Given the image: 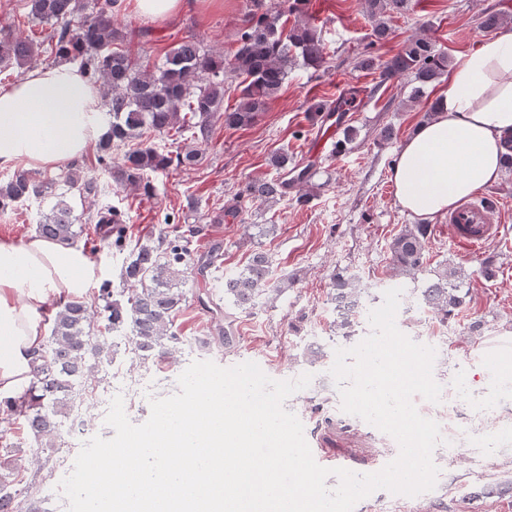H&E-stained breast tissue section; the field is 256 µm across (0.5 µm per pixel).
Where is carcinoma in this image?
<instances>
[{
	"label": "carcinoma",
	"instance_id": "obj_1",
	"mask_svg": "<svg viewBox=\"0 0 512 512\" xmlns=\"http://www.w3.org/2000/svg\"><path fill=\"white\" fill-rule=\"evenodd\" d=\"M32 19L50 31L45 41L60 61L79 64L87 78L103 87L104 104L112 118L109 134L99 142L98 167L110 172L115 181L139 186L149 173L196 164L201 147L211 140L219 121L229 128L252 125L278 97L288 72L297 62L314 70L326 64V45L317 29L303 19L305 0H248L238 47L231 56L207 50L190 36L176 43L160 65L137 63L117 47L124 39L118 14L120 0H29ZM408 7V0H363L373 35L379 41L389 34L386 17ZM38 56L33 40L9 26L0 28V68H22ZM359 67L379 71L384 84L403 74L413 75L410 101L417 102L425 87L448 73V56L434 50L424 38H412L385 62L364 57ZM233 78L241 87L234 106L224 105V84ZM190 134L194 146L173 155L158 148L153 139L171 134ZM70 190L85 197L105 191L97 178L79 169L63 179ZM288 182L281 177L253 182L246 187L254 201L265 203L285 196ZM56 181L36 179L19 172L0 186V207L30 198L52 196L55 202L36 224V232L48 239L72 245L79 237L80 216L64 193L55 192ZM103 237L121 250L127 246L126 231L112 230V210L92 217ZM429 225L404 226L389 244L396 275L415 277L425 263ZM220 247L192 259L189 239L157 238L135 246L122 269V287L114 290L107 282L91 301L74 299L53 318L50 336L35 358L29 384L19 395L0 404L23 419L27 433L40 448H53L62 438L64 424L71 416L72 403L100 368L112 365V333L130 330L131 352L142 364L159 365L178 351L186 337L178 335L174 318L187 302L180 285L186 281L191 261L201 270L214 265ZM459 271L452 268L421 291L422 300L433 312L448 318L463 302ZM283 276L271 277V259L256 252L238 273L224 280V295L242 312H250L257 298L279 295L293 285ZM364 288L361 281L344 275L333 278L329 291L338 318L335 330L347 336L350 312L358 306ZM233 339V320L219 324L214 335L199 340L208 347L227 345ZM17 459L4 451L0 455V512H47L45 499L33 495L36 484L20 486ZM480 494L512 495V480L488 483Z\"/></svg>",
	"mask_w": 512,
	"mask_h": 512
}]
</instances>
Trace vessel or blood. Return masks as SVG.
I'll return each mask as SVG.
<instances>
[{
  "mask_svg": "<svg viewBox=\"0 0 512 512\" xmlns=\"http://www.w3.org/2000/svg\"><path fill=\"white\" fill-rule=\"evenodd\" d=\"M335 115H322L317 123V134L311 143V153L323 157L336 138ZM504 199L477 192L472 199L459 203L448 215L449 239L469 257L479 258L486 243L500 237Z\"/></svg>",
  "mask_w": 512,
  "mask_h": 512,
  "instance_id": "obj_1",
  "label": "vessel or blood"
}]
</instances>
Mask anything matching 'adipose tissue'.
Wrapping results in <instances>:
<instances>
[{"mask_svg":"<svg viewBox=\"0 0 512 512\" xmlns=\"http://www.w3.org/2000/svg\"><path fill=\"white\" fill-rule=\"evenodd\" d=\"M433 120L404 142L391 179L402 209L431 218L501 175L512 133V33L459 58ZM95 84L76 65L35 67L0 86V167L54 171L82 157L107 128ZM95 268L81 250L35 234L0 239V399L27 383L46 316L82 296Z\"/></svg>","mask_w":512,"mask_h":512,"instance_id":"1","label":"adipose tissue"}]
</instances>
